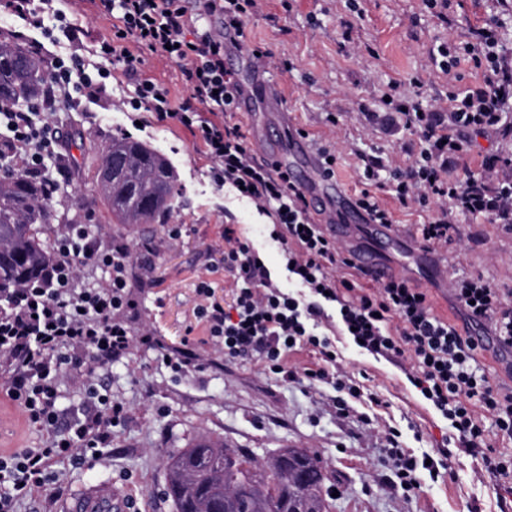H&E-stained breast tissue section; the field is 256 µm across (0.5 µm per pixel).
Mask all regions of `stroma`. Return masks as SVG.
I'll return each mask as SVG.
<instances>
[{"label": "stroma", "mask_w": 512, "mask_h": 512, "mask_svg": "<svg viewBox=\"0 0 512 512\" xmlns=\"http://www.w3.org/2000/svg\"><path fill=\"white\" fill-rule=\"evenodd\" d=\"M358 6L354 13L345 0H268L265 12L249 19L245 46L225 58L235 66L249 57L251 47L268 50L266 75L284 96L291 130L306 131L314 148L335 153V176L353 197L365 188L361 154L379 146L402 164L414 157L408 142L368 124L360 105L377 101L394 82L431 101L447 89L461 92L482 82L483 70L468 56H461L446 76L431 62L429 51L439 44L462 45L471 29L497 12L495 0H450L448 19L442 22L428 13L423 0H359ZM59 7L83 27L85 43L111 28L98 0H61ZM140 74L172 96L186 94L179 67L158 54L143 53ZM122 94V86L113 84L111 97L54 117L70 144L71 169L55 213L62 224L68 213L89 211L91 232L137 241L163 235L166 225L113 223L96 184L102 151L113 136L132 127L118 104ZM330 112L338 114V124L327 121ZM138 137L170 162L181 189L174 215L182 232L152 259L158 283L146 296L144 311L145 320L176 346L186 332L198 338L204 334L198 312L207 300L197 292L200 276L208 277L214 301L227 307L233 303L223 271L205 270L209 249L224 244L225 225H240L280 282H287L288 273L280 245L269 236L267 217L214 184L210 161L189 131L169 123L145 129ZM466 230L472 236L466 246L448 247L449 272L478 273L512 291V232L482 220L467 221ZM336 354L338 367L365 392L377 393L382 406L357 402L349 413L337 412L329 405L334 394L330 386L308 390L260 374L255 357L220 371L180 377L157 363L152 352L134 351L127 363L101 373L103 387L129 408L106 460L80 469L55 465L56 484L23 504L21 512H58L61 501L99 480L127 488L140 512H173L164 495V460L203 437L260 462L280 448L316 453L328 475L325 490L332 496V512H512V482L490 476L480 459L456 451L447 458L450 475L445 480L431 481L423 470L415 495L392 490L387 450L382 439L367 437L369 423L399 429L406 448L435 458L448 423L399 365L361 351L347 336L337 337ZM43 441V432L0 393V451L36 448Z\"/></svg>", "instance_id": "1"}]
</instances>
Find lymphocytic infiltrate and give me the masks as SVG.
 <instances>
[{
	"label": "lymphocytic infiltrate",
	"mask_w": 512,
	"mask_h": 512,
	"mask_svg": "<svg viewBox=\"0 0 512 512\" xmlns=\"http://www.w3.org/2000/svg\"><path fill=\"white\" fill-rule=\"evenodd\" d=\"M56 2L0 0L50 42L64 39L75 49L48 60L44 94L26 110L0 102V128L9 133L6 171L37 179L45 202H57L69 167L52 113L83 109L86 101L106 96L108 80L131 78L134 89L122 100L124 111L147 112L156 123L173 122L191 133L211 162L213 182L235 189L271 219L270 237L282 247L294 287L281 286L249 239L236 225H225L219 263L233 305L227 310L215 302L199 311L207 341L218 353L206 361L198 339L172 347L138 319L141 297L154 288L155 279L134 277L132 269L141 255L159 253L178 239L180 225H170L166 237L157 240L133 244L116 238L107 246L88 225H62L54 241L55 260L41 278L0 293V390L30 425L47 434L44 446L0 456V512H19L28 498L55 483L54 465L80 468L95 462L111 447L114 428L128 418L125 402L101 395L86 401L81 417L61 424L62 375L82 386L92 384L101 370L128 360L138 348L154 351L177 374L220 369L255 355L264 373L329 384L361 399L360 385L336 371V344L320 330L329 323L359 349L405 364L410 383L452 423L449 442L480 457L488 473L512 478V455L488 444L485 426L493 419L498 433L512 437V393L496 389L479 366V341L436 315L427 292L407 279L391 278L366 290L340 276V269L353 264L344 246L312 220L288 173L257 159L237 123V82L224 65V51L243 41L246 22L261 0H203L193 17L181 0H101L112 30L95 40L87 59L77 54L82 27L68 20ZM214 15L224 19L223 36L205 27ZM498 27V21H490L463 46L474 65L483 68V83L448 93L436 105L416 93L381 101V108L396 114L418 141L410 164L392 165L378 150L361 157L367 188L357 205L375 223H391V213L370 192L387 186L401 204L433 208L431 219L413 234L428 249L460 241L463 216L512 224V158L487 155L478 172L462 162L474 136H512V58L500 54ZM189 28L195 31L191 40L185 37ZM145 49L165 54L181 68L185 98L139 77ZM88 261L106 269L108 277L96 287L81 288L76 270ZM450 292L468 321L490 322L498 346L512 349V305L501 288L481 275L461 276L452 278ZM329 303L335 309L331 315L325 311ZM301 350L316 356L315 366L289 365V355ZM401 437L395 428L384 432L390 484L408 494L421 486L420 461L403 447Z\"/></svg>",
	"instance_id": "obj_1"
}]
</instances>
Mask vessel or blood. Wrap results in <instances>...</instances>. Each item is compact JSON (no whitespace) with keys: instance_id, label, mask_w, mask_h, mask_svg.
Listing matches in <instances>:
<instances>
[{"instance_id":"1","label":"vessel or blood","mask_w":512,"mask_h":512,"mask_svg":"<svg viewBox=\"0 0 512 512\" xmlns=\"http://www.w3.org/2000/svg\"><path fill=\"white\" fill-rule=\"evenodd\" d=\"M248 68L251 77L239 81L236 107L251 119L254 142L268 151L281 169L289 172L323 227L344 245L353 261L379 278H390L398 269L386 261V248L402 243L429 278L447 279V269L433 253L411 241L395 225L374 223L340 184L325 174L320 155L306 141L289 132L280 89L258 64L249 63ZM260 107L271 113V120H258L256 110ZM130 508L126 495L113 489L111 482L100 481L83 487L69 498L62 512H129Z\"/></svg>"}]
</instances>
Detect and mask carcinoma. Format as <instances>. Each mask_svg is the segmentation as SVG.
<instances>
[{
	"mask_svg": "<svg viewBox=\"0 0 512 512\" xmlns=\"http://www.w3.org/2000/svg\"><path fill=\"white\" fill-rule=\"evenodd\" d=\"M44 62L27 50L0 45V100L25 108L41 90ZM118 166L109 189H99L117 224H162L178 195L169 163L146 144L112 139L98 170ZM56 216L43 202L39 183L0 178V289L36 278L51 261L42 241ZM166 491L174 512H214L229 501L249 512H329L327 474L305 448H288L263 463L211 439L168 456Z\"/></svg>",
	"mask_w": 512,
	"mask_h": 512,
	"instance_id": "cac0c4a2",
	"label": "carcinoma"
}]
</instances>
